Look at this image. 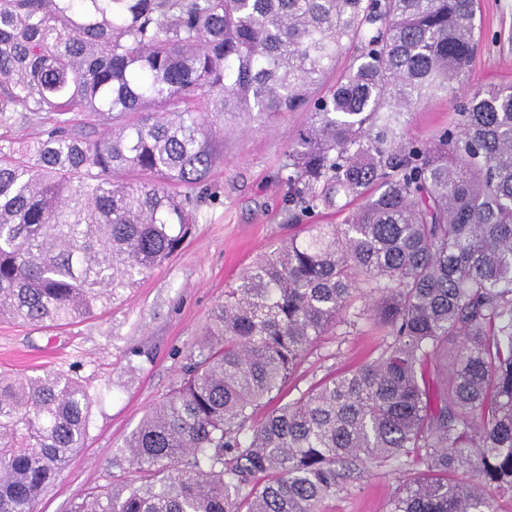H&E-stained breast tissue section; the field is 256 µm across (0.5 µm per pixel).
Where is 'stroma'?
<instances>
[{"instance_id":"1","label":"stroma","mask_w":512,"mask_h":512,"mask_svg":"<svg viewBox=\"0 0 512 512\" xmlns=\"http://www.w3.org/2000/svg\"><path fill=\"white\" fill-rule=\"evenodd\" d=\"M476 22L482 39L465 77L404 115L402 143L433 140L479 88L512 86V0H479ZM309 120L306 112L247 122L215 117L224 159L210 170L213 201L194 209L192 234L181 252L82 322L36 328L0 320V371L37 375L73 367L94 398L85 446L41 496L37 512H70L89 492L137 481L134 468L120 459L126 438L180 380L225 290L296 231L283 202L288 187L281 167ZM376 345L371 322L338 326L298 367L288 383L289 399L359 365ZM411 473L392 464L360 465L323 512H386L387 499Z\"/></svg>"}]
</instances>
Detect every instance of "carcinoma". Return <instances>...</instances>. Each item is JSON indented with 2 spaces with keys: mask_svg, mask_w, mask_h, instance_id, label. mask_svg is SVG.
Listing matches in <instances>:
<instances>
[{
  "mask_svg": "<svg viewBox=\"0 0 512 512\" xmlns=\"http://www.w3.org/2000/svg\"><path fill=\"white\" fill-rule=\"evenodd\" d=\"M476 8L0 0V122L54 115L44 136L0 144V317L89 319L182 250L219 159L201 101L249 119L311 113L285 166L290 220L361 200L225 292L183 378L124 443L140 484L71 512H321L366 460L419 468L388 512H498L512 497V87L477 90L429 144L397 141L404 113L465 76ZM357 292L374 302L353 307ZM362 319L376 357L254 422L310 346ZM454 341L435 391L433 359ZM91 411L74 369L0 373V512H35Z\"/></svg>",
  "mask_w": 512,
  "mask_h": 512,
  "instance_id": "obj_1",
  "label": "carcinoma"
}]
</instances>
